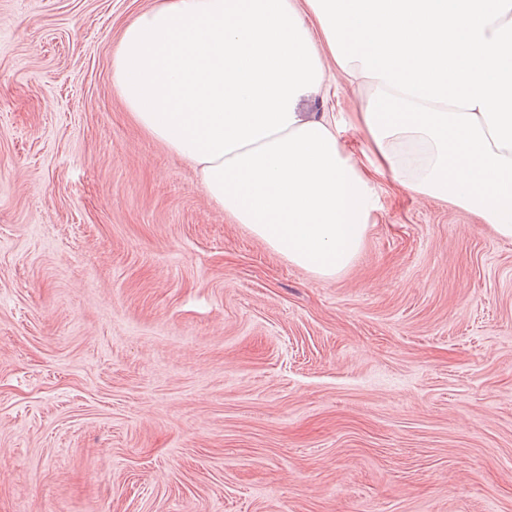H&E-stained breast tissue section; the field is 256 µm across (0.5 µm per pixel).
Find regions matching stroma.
<instances>
[{
	"label": "stroma",
	"instance_id": "35a3bbf8",
	"mask_svg": "<svg viewBox=\"0 0 512 512\" xmlns=\"http://www.w3.org/2000/svg\"><path fill=\"white\" fill-rule=\"evenodd\" d=\"M155 0H0V512H512V240L380 181L288 264L113 82Z\"/></svg>",
	"mask_w": 512,
	"mask_h": 512
}]
</instances>
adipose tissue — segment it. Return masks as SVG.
I'll use <instances>...</instances> for the list:
<instances>
[{"mask_svg": "<svg viewBox=\"0 0 512 512\" xmlns=\"http://www.w3.org/2000/svg\"><path fill=\"white\" fill-rule=\"evenodd\" d=\"M112 79L225 216L318 277L360 253L382 179L512 239V0H158ZM347 86L358 111H302Z\"/></svg>", "mask_w": 512, "mask_h": 512, "instance_id": "obj_1", "label": "adipose tissue"}]
</instances>
